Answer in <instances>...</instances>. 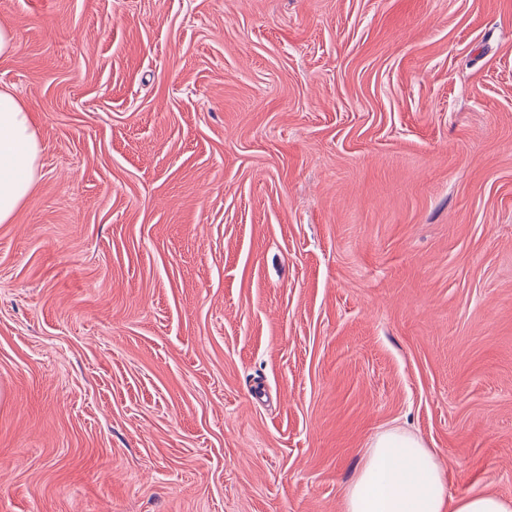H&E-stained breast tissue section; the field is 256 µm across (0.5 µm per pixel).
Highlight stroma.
<instances>
[{
	"mask_svg": "<svg viewBox=\"0 0 512 512\" xmlns=\"http://www.w3.org/2000/svg\"><path fill=\"white\" fill-rule=\"evenodd\" d=\"M0 512H345L372 439L512 497V0H0ZM40 143L32 111L0 86V223L10 222L39 180Z\"/></svg>",
	"mask_w": 512,
	"mask_h": 512,
	"instance_id": "1",
	"label": "stroma"
}]
</instances>
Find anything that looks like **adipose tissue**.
Returning a JSON list of instances; mask_svg holds the SVG:
<instances>
[{
    "mask_svg": "<svg viewBox=\"0 0 512 512\" xmlns=\"http://www.w3.org/2000/svg\"><path fill=\"white\" fill-rule=\"evenodd\" d=\"M40 143L32 111L0 86V223L10 222L39 180ZM346 512H512L493 492L449 498L445 474L423 440L394 428L379 433L346 491Z\"/></svg>",
    "mask_w": 512,
    "mask_h": 512,
    "instance_id": "obj_1",
    "label": "adipose tissue"
}]
</instances>
